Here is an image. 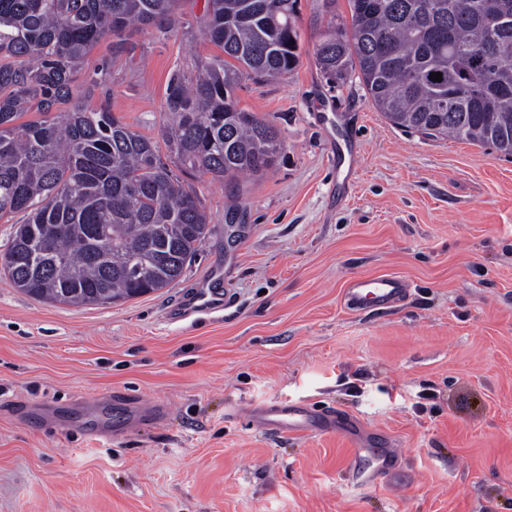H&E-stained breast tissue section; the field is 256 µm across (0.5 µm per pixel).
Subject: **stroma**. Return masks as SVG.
I'll use <instances>...</instances> for the list:
<instances>
[{"label":"stroma","mask_w":512,"mask_h":512,"mask_svg":"<svg viewBox=\"0 0 512 512\" xmlns=\"http://www.w3.org/2000/svg\"><path fill=\"white\" fill-rule=\"evenodd\" d=\"M204 4L181 0L170 38L102 43L76 84L98 75L111 112L160 138L171 73L217 53ZM297 24L296 69L236 91L280 154L195 174L211 232L180 282L77 307L0 273V512H512V156L403 131L358 80L330 86L314 50L349 28L346 0H299ZM384 273L404 302L345 307L350 280ZM207 287L232 297L222 318L174 319ZM116 392L170 411L113 430ZM270 402L342 410L404 461L349 487L348 441L264 434L247 411Z\"/></svg>","instance_id":"obj_1"}]
</instances>
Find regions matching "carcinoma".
Returning a JSON list of instances; mask_svg holds the SVG:
<instances>
[{
  "mask_svg": "<svg viewBox=\"0 0 512 512\" xmlns=\"http://www.w3.org/2000/svg\"><path fill=\"white\" fill-rule=\"evenodd\" d=\"M178 2L0 0V220L25 216L0 269L20 292L105 306L174 285L210 233L182 175L224 180L275 163L279 131L239 108L235 91L245 74L296 68L298 0H206L202 34L222 55L193 78L170 76L164 154L107 100L87 105L100 82L74 84L102 41L131 52L145 28L173 33ZM347 2L350 30L328 32L315 51L331 84L355 76L392 125L512 156V0Z\"/></svg>",
  "mask_w": 512,
  "mask_h": 512,
  "instance_id": "cac0c4a2",
  "label": "carcinoma"
}]
</instances>
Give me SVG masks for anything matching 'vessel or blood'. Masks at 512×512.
<instances>
[{"mask_svg": "<svg viewBox=\"0 0 512 512\" xmlns=\"http://www.w3.org/2000/svg\"><path fill=\"white\" fill-rule=\"evenodd\" d=\"M408 288L397 275L383 274L371 279L351 280L344 290V304L353 311H379L396 307ZM229 302L228 297L212 288H199L177 312L178 318L218 317ZM253 423L263 432L285 436L294 434L337 433L350 445L352 465L347 469L349 485L369 488L393 472L402 457L396 448L384 447L380 437L364 434L359 424L338 411L312 413L299 403H275L251 409Z\"/></svg>", "mask_w": 512, "mask_h": 512, "instance_id": "obj_1", "label": "vessel or blood"}]
</instances>
